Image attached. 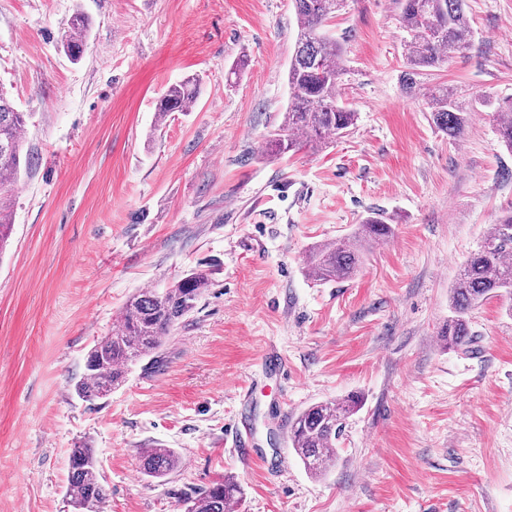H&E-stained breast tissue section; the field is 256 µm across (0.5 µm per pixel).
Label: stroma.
I'll return each instance as SVG.
<instances>
[{
    "label": "stroma",
    "instance_id": "35a3bbf8",
    "mask_svg": "<svg viewBox=\"0 0 512 512\" xmlns=\"http://www.w3.org/2000/svg\"><path fill=\"white\" fill-rule=\"evenodd\" d=\"M88 16L79 61L61 40ZM474 44L405 93L401 0H346L326 26L338 98L358 120L322 148L265 156L288 104L293 0H0V85L30 113L28 174L0 256V512H71V449H94L100 512H184L224 476L237 512H512V295L439 332L461 265L512 209V152L493 102L512 97V0H466ZM189 111L156 120L172 84ZM472 115L448 139L426 94ZM393 233L358 272L318 282L305 255L373 211ZM211 286L105 398L74 392L133 294L193 270ZM285 360L277 376L264 352ZM360 395L338 460L310 477L282 419ZM246 416L256 458L229 450ZM182 466L139 472L143 449ZM197 95V81L193 78L170 86L157 102V122L162 123L170 112H186Z\"/></svg>",
    "mask_w": 512,
    "mask_h": 512
}]
</instances>
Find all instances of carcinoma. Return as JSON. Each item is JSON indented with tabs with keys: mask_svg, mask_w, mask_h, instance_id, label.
<instances>
[{
	"mask_svg": "<svg viewBox=\"0 0 512 512\" xmlns=\"http://www.w3.org/2000/svg\"><path fill=\"white\" fill-rule=\"evenodd\" d=\"M343 3L344 0H294L298 33L288 65V107L266 141V151L275 157L306 147L314 149L327 135L340 136L349 131L357 120L356 112L338 103L341 47L322 31L324 23ZM402 21L408 33L405 56L409 65L403 74V85L411 92L420 90L416 76L421 69L437 67L472 46L474 32L464 0H403ZM88 28L86 16L75 13L62 40L63 50L70 58L77 60L83 55ZM197 95V81L193 78L170 86L157 102L156 122H163L171 112L187 111ZM429 100L434 126L450 139L459 138L471 113L461 111L446 88L431 92ZM495 116L501 142L512 150V102L499 105ZM26 126L27 114L19 111L0 87L3 197L11 191L21 171L31 166L29 155L23 154ZM12 227L9 208L0 206V254L7 247ZM391 234L386 216L373 213L353 233L311 247L306 254L308 271L318 281L349 278L358 271L366 253ZM210 285L209 274L197 270L161 291L150 289L132 295L111 333L88 353L76 394L87 401L108 396L112 388L126 380L131 365L153 355L162 340L194 311ZM502 291L512 294V214L494 225L466 260L448 295L451 316L441 331L442 340L452 347L468 345L473 336L469 312ZM361 405V397L351 394L334 402L313 404L289 421V441L311 476L320 477L335 464L336 440L346 419ZM139 461L143 474L151 478H162L182 465L181 457L172 448H146ZM106 497L94 449H73L67 487L72 512H99ZM241 498V486L229 476L189 499L185 512H226Z\"/></svg>",
	"mask_w": 512,
	"mask_h": 512,
	"instance_id": "1",
	"label": "carcinoma"
}]
</instances>
